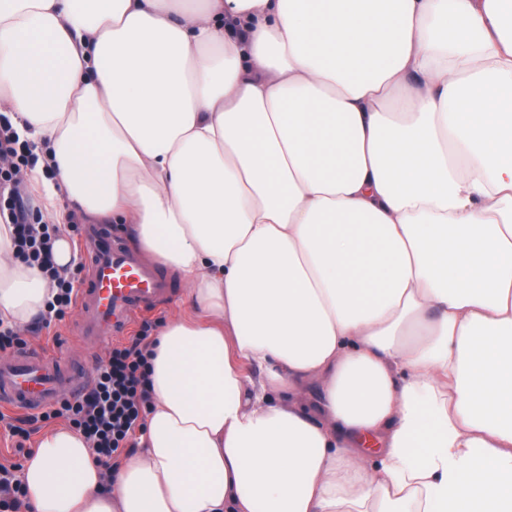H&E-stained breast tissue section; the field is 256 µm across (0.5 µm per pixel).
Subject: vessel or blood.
I'll return each instance as SVG.
<instances>
[{"mask_svg": "<svg viewBox=\"0 0 512 512\" xmlns=\"http://www.w3.org/2000/svg\"><path fill=\"white\" fill-rule=\"evenodd\" d=\"M83 240L87 260L78 327L85 340L105 342L124 334L136 314L166 300L171 286L156 267L120 243L109 226L85 225ZM90 384V369L61 353L48 356L24 348L0 359V407L37 412L84 394Z\"/></svg>", "mask_w": 512, "mask_h": 512, "instance_id": "obj_1", "label": "vessel or blood"}]
</instances>
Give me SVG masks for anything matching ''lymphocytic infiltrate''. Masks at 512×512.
<instances>
[{"instance_id": "f902f5d3", "label": "lymphocytic infiltrate", "mask_w": 512, "mask_h": 512, "mask_svg": "<svg viewBox=\"0 0 512 512\" xmlns=\"http://www.w3.org/2000/svg\"><path fill=\"white\" fill-rule=\"evenodd\" d=\"M10 158L9 168L0 170V213H8L12 246L17 258L38 268L56 290L50 309L55 320H62L77 303L79 280L63 277L55 267L52 240L56 225L31 223L18 199L25 188L28 167L35 160L28 144L20 142L7 117L0 115V156ZM147 331H140L112 347L106 361L92 372L89 390L78 399L64 400L39 415L9 424L12 435L30 439L37 422L61 420L79 432L105 468H112L137 430L143 429L152 391L147 370L151 356Z\"/></svg>"}]
</instances>
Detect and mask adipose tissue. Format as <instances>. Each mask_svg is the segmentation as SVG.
<instances>
[{
    "label": "adipose tissue",
    "instance_id": "obj_1",
    "mask_svg": "<svg viewBox=\"0 0 512 512\" xmlns=\"http://www.w3.org/2000/svg\"><path fill=\"white\" fill-rule=\"evenodd\" d=\"M0 104L193 309L35 512H512V0H0ZM52 295L0 224V321Z\"/></svg>",
    "mask_w": 512,
    "mask_h": 512
}]
</instances>
